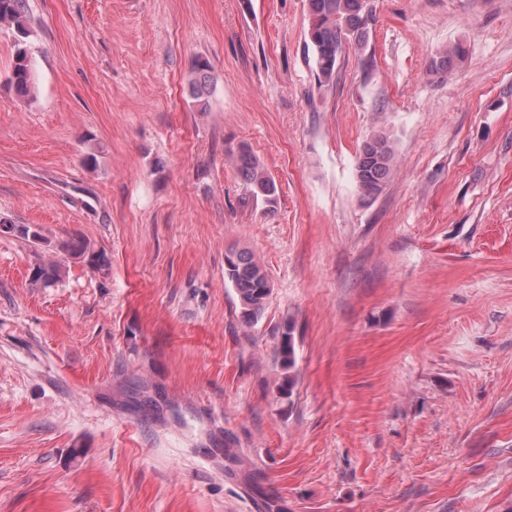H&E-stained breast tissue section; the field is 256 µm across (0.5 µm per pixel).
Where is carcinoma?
Listing matches in <instances>:
<instances>
[{
	"mask_svg": "<svg viewBox=\"0 0 512 512\" xmlns=\"http://www.w3.org/2000/svg\"><path fill=\"white\" fill-rule=\"evenodd\" d=\"M310 15L309 39L316 64L319 81L329 82L335 78L336 64L344 50L350 46L361 48L369 37L374 22L370 0H308ZM7 25L17 34L13 63L8 83L15 95L26 101L36 99V64L27 47L30 36L27 0H0V25ZM466 56L463 44L457 42L439 50L429 61L430 76L442 79L461 63ZM210 64L197 59L194 64L196 77L190 81L189 92L197 111L205 112L209 107L211 84L208 75ZM396 141L391 131L380 126L367 138L359 151L354 178L362 197L374 199L379 196L395 170ZM249 193V198L260 201L273 210L277 204L278 189L274 180L260 161L242 147L234 158ZM0 227L16 232L28 241L39 244L43 235L36 225L16 226L5 221ZM63 253L79 259L93 268L100 269L109 264L107 254L94 250L82 238L72 237L60 244ZM225 276L235 289L241 317L248 325L262 318L272 294L273 286L263 266L246 251H230L225 258ZM61 277V264L57 261L41 262L29 271V284L34 288H50ZM293 327L282 333L280 357L285 373L277 384L282 398H291L296 384L292 368L295 364Z\"/></svg>",
	"mask_w": 512,
	"mask_h": 512,
	"instance_id": "carcinoma-1",
	"label": "carcinoma"
}]
</instances>
